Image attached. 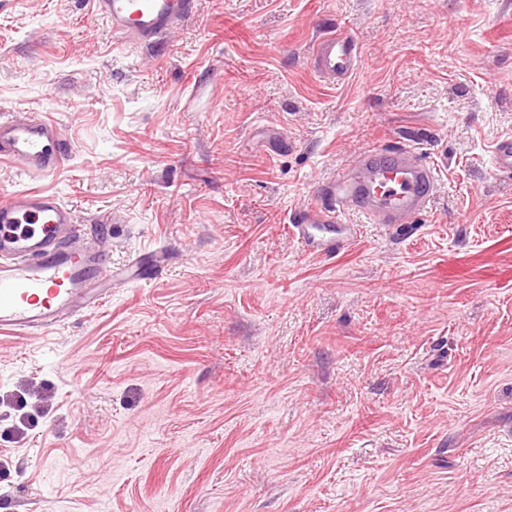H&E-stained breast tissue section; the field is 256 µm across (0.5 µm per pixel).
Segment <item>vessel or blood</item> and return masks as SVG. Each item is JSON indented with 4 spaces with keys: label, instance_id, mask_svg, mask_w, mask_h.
<instances>
[{
    "label": "vessel or blood",
    "instance_id": "vessel-or-blood-1",
    "mask_svg": "<svg viewBox=\"0 0 512 512\" xmlns=\"http://www.w3.org/2000/svg\"><path fill=\"white\" fill-rule=\"evenodd\" d=\"M116 38L150 44L172 31L195 8V0H93ZM360 44L348 31L327 32L316 41L314 64L333 83L356 71ZM65 146L53 123L40 119H0V159L22 161L42 175L54 172ZM437 161L410 147L375 146L318 183L312 202L291 212L289 229L303 250L326 257L348 246L355 225L347 212L373 224H408L426 212L438 187ZM169 251L159 247L127 266L113 267L107 253L82 239L74 214L57 196L27 190L0 200V333L44 335L69 316L98 309L113 289L159 274Z\"/></svg>",
    "mask_w": 512,
    "mask_h": 512
}]
</instances>
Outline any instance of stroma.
<instances>
[{"label":"stroma","instance_id":"35a3bbf8","mask_svg":"<svg viewBox=\"0 0 512 512\" xmlns=\"http://www.w3.org/2000/svg\"><path fill=\"white\" fill-rule=\"evenodd\" d=\"M0 115L69 144L0 198L57 195L116 267L173 253L0 334V512H512V0H196L149 45L0 0ZM386 142L441 164L431 207L306 254L290 212ZM359 55L358 38L349 31L324 33L314 46L315 68L333 84L344 83L355 73Z\"/></svg>","mask_w":512,"mask_h":512}]
</instances>
